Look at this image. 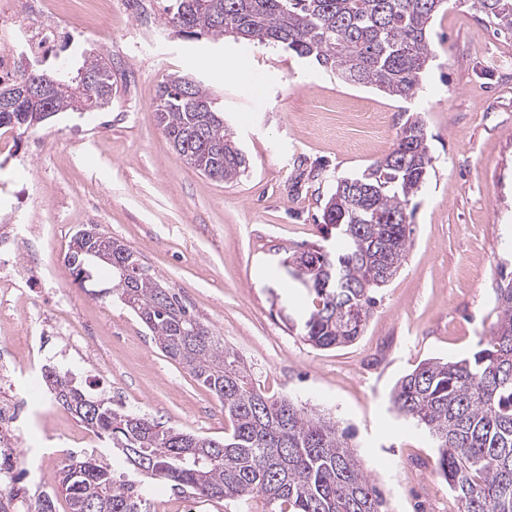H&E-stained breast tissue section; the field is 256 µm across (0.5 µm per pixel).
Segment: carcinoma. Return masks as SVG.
Listing matches in <instances>:
<instances>
[{"label":"carcinoma","instance_id":"cac0c4a2","mask_svg":"<svg viewBox=\"0 0 512 512\" xmlns=\"http://www.w3.org/2000/svg\"><path fill=\"white\" fill-rule=\"evenodd\" d=\"M482 14L498 33L512 34V0H458ZM447 0H169L167 23L179 32L281 48L401 100L412 99L433 61L430 28ZM52 88L44 99H17L0 109V128L28 132L37 116L108 108L117 87L100 55L77 73L18 68L0 90L23 82ZM157 122L176 154L217 181L230 182L249 165L233 133L214 110L209 89L173 74L155 100ZM396 156L389 162L390 156ZM424 120L411 115L389 155L363 171L336 178L322 223L334 230L331 247L302 252L306 280L288 272L312 296V309L288 316L304 341L328 349L363 332L375 293L402 267L411 246L412 200L432 168ZM118 246L116 260L133 266L138 253L105 232L79 231L67 262L82 286L97 284L108 263L96 254ZM109 291L178 362L224 406V439L164 426L143 414L112 408L74 375L51 367L44 379L54 399L112 449V461L71 456L59 479L69 512H149L142 479L162 480L196 499L245 503L261 497L267 512H387L382 493L363 469L334 420L305 411L291 398L269 395L224 339L151 272L124 280L112 268ZM496 330L471 356L429 359L402 376L389 394L390 410L421 425L436 448L438 473L457 512H512V279L496 289ZM9 487L0 512H56L57 492L32 500L16 486L11 459L0 462Z\"/></svg>","mask_w":512,"mask_h":512}]
</instances>
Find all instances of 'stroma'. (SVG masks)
<instances>
[{"label": "stroma", "mask_w": 512, "mask_h": 512, "mask_svg": "<svg viewBox=\"0 0 512 512\" xmlns=\"http://www.w3.org/2000/svg\"><path fill=\"white\" fill-rule=\"evenodd\" d=\"M102 9L100 0H62V31L46 61L76 69L90 53L109 57L118 84L111 107L11 132L0 152V225L19 228L16 258L34 252L49 265L35 281L40 294H77L48 311L82 338L76 348L51 345L56 364L113 406L224 436L221 404L143 323L111 295L78 288L66 255L74 233L95 224L138 252L268 394L348 430L388 512H456L430 439L389 412L388 396L421 361L470 356L496 329L494 290L512 271V36L468 6L441 10L431 24L433 65L403 101L276 48L179 34L161 0H112L107 34L96 29ZM227 66L249 83L224 75ZM174 73L209 88L250 161L237 181L204 176L163 134L154 102ZM412 112L424 118L433 169L412 201L405 262L356 341L312 347L285 320L302 300L281 261L323 240L336 178L388 154ZM89 434L53 396L34 404L17 445L28 495L53 486ZM146 491L150 512H242L224 501L183 502L157 480Z\"/></svg>", "instance_id": "stroma-1"}]
</instances>
